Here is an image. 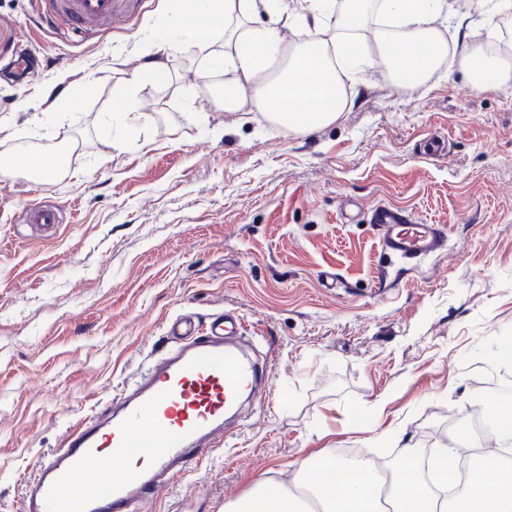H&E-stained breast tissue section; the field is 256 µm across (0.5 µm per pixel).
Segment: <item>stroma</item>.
Instances as JSON below:
<instances>
[{"instance_id": "obj_1", "label": "stroma", "mask_w": 512, "mask_h": 512, "mask_svg": "<svg viewBox=\"0 0 512 512\" xmlns=\"http://www.w3.org/2000/svg\"><path fill=\"white\" fill-rule=\"evenodd\" d=\"M453 3L470 43L512 39L483 0ZM44 7L0 0V151L66 160L45 186L0 173V512H20L37 461L182 315L243 316L270 394L143 512H224L260 476L293 484L313 453L394 464L442 447L512 336V79L475 89L453 54L400 88L376 65L336 122L295 133L219 109L223 81L200 78L179 36L172 82L142 89L132 121L112 93L178 0H116L111 29L83 33L41 24ZM29 50L42 65L17 78ZM37 204L61 223H28ZM377 204L444 225L447 250L388 257L366 222Z\"/></svg>"}]
</instances>
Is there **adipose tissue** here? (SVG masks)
Listing matches in <instances>:
<instances>
[{
	"label": "adipose tissue",
	"mask_w": 512,
	"mask_h": 512,
	"mask_svg": "<svg viewBox=\"0 0 512 512\" xmlns=\"http://www.w3.org/2000/svg\"><path fill=\"white\" fill-rule=\"evenodd\" d=\"M288 2L182 0L165 24L193 38L206 69L228 73L225 111H258L298 133L332 124L351 104L353 74L373 61L360 45L361 29L370 28L378 59L396 86L421 87L448 56L442 26H471L452 0H296L297 38L287 50L278 25ZM460 52L474 88L512 78V41L493 54L466 43ZM143 55L144 63L114 91L112 111L138 112L140 90L170 81V66L153 44ZM388 504L392 512H512V474L489 481L476 473L468 491L450 503L427 487L415 453L387 473L369 462L348 465L321 453L298 461L294 488L258 478L231 512H385Z\"/></svg>",
	"instance_id": "obj_1"
}]
</instances>
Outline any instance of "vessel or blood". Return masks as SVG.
I'll list each match as a JSON object with an SVG mask.
<instances>
[{
  "mask_svg": "<svg viewBox=\"0 0 512 512\" xmlns=\"http://www.w3.org/2000/svg\"><path fill=\"white\" fill-rule=\"evenodd\" d=\"M115 0H47L50 26L80 31L112 24ZM368 221L382 250L413 261L446 250L443 225L422 224L400 209L373 207ZM173 344L101 412L76 424L59 448L24 480L22 512H141L175 474L223 441L226 413L260 391L262 372L231 339L226 316L197 333L191 318L169 324ZM109 474L80 494L91 465ZM119 477H112V470Z\"/></svg>",
  "mask_w": 512,
  "mask_h": 512,
  "instance_id": "b4317fda",
  "label": "vessel or blood"
}]
</instances>
